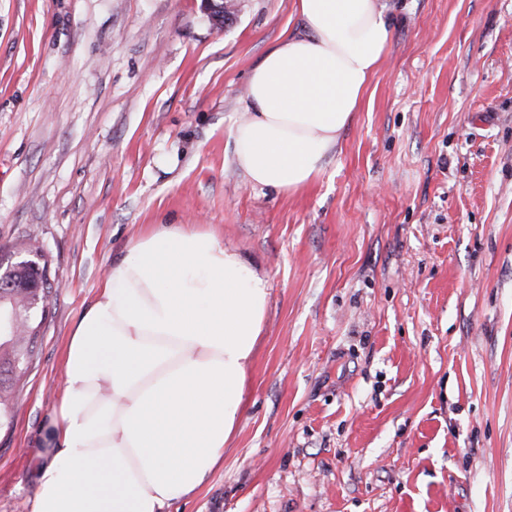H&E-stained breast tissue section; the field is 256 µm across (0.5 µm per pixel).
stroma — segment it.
I'll return each instance as SVG.
<instances>
[{
    "label": "stroma",
    "mask_w": 512,
    "mask_h": 512,
    "mask_svg": "<svg viewBox=\"0 0 512 512\" xmlns=\"http://www.w3.org/2000/svg\"><path fill=\"white\" fill-rule=\"evenodd\" d=\"M0 0V261L59 283L0 429L31 512L68 335L150 224H203L267 273L224 462L171 512H512V0H388L391 41L300 192L232 162L251 66L293 0Z\"/></svg>",
    "instance_id": "1"
}]
</instances>
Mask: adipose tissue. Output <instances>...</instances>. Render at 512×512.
Masks as SVG:
<instances>
[{"mask_svg":"<svg viewBox=\"0 0 512 512\" xmlns=\"http://www.w3.org/2000/svg\"><path fill=\"white\" fill-rule=\"evenodd\" d=\"M298 30L251 69L231 129L254 187L306 188L340 146L390 43L382 0H294ZM265 273L200 224L131 240L70 331L33 463L31 512H168L224 461L265 330Z\"/></svg>","mask_w":512,"mask_h":512,"instance_id":"1","label":"adipose tissue"}]
</instances>
